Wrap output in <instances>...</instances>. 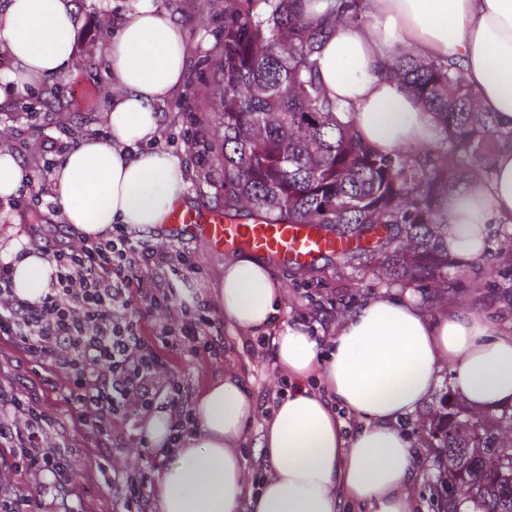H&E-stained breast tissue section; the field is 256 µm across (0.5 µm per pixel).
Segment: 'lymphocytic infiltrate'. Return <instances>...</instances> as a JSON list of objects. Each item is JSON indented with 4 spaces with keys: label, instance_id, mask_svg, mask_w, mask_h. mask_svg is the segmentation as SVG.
<instances>
[{
    "label": "lymphocytic infiltrate",
    "instance_id": "1",
    "mask_svg": "<svg viewBox=\"0 0 512 512\" xmlns=\"http://www.w3.org/2000/svg\"><path fill=\"white\" fill-rule=\"evenodd\" d=\"M53 261L49 289L37 302L15 294L12 265L0 261V338L15 341L43 370L65 373L64 403L101 435H111L113 420L155 408H176L180 422L189 421L181 386L166 391L159 383L164 368L159 350L200 343L212 355L223 352V343L208 333L209 305L195 298L175 323L147 336L142 314L130 307L129 289L141 266H166L176 273L192 269L190 258L154 250L116 224L102 239L56 251ZM52 426L43 410L21 398L0 404V437L18 436L28 470L48 471L64 481L71 461L61 443L50 442Z\"/></svg>",
    "mask_w": 512,
    "mask_h": 512
}]
</instances>
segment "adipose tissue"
<instances>
[{"label":"adipose tissue","instance_id":"adipose-tissue-1","mask_svg":"<svg viewBox=\"0 0 512 512\" xmlns=\"http://www.w3.org/2000/svg\"><path fill=\"white\" fill-rule=\"evenodd\" d=\"M367 25L330 33L317 54L328 97L346 110L357 136L381 154L430 145L434 122L389 73L399 48L423 58L460 60L480 108L512 128V0H364ZM70 0H7L0 41L12 68L0 84L25 93L35 81L64 72L74 53ZM188 49L174 22L153 0L110 39L108 69L117 85L110 134H87L54 175L66 223L96 239L113 225L159 227L187 187L180 161L147 149L158 130L156 105L184 81ZM491 181H466L445 194L449 254L460 265L483 256L489 225L512 223V148L492 156ZM26 237L7 228L0 256L12 262V286L23 299L44 296L54 271ZM224 321L245 334L275 328L279 369L290 388L265 421L260 448L269 464L252 488L242 447L258 409L232 373L195 396L192 422L175 431L167 410L147 416L140 432L167 462L157 473V512H413L410 478L423 455L404 420L430 399L451 370L456 399L485 412L512 404V335L494 332L468 309L429 318L412 295L375 296L341 319L327 351L303 325L276 328L282 287L261 255L224 262L215 285ZM359 418L345 434L338 410Z\"/></svg>","mask_w":512,"mask_h":512}]
</instances>
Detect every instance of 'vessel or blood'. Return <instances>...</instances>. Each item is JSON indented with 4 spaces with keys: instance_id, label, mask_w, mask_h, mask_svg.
I'll return each mask as SVG.
<instances>
[{
    "instance_id": "b4317fda",
    "label": "vessel or blood",
    "mask_w": 512,
    "mask_h": 512,
    "mask_svg": "<svg viewBox=\"0 0 512 512\" xmlns=\"http://www.w3.org/2000/svg\"><path fill=\"white\" fill-rule=\"evenodd\" d=\"M164 234L205 239L218 250L246 248L269 255L283 264L306 265L325 254L345 250V241L336 239L317 224H243L223 215L174 204L162 226Z\"/></svg>"
}]
</instances>
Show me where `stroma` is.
<instances>
[{"label":"stroma","mask_w":512,"mask_h":512,"mask_svg":"<svg viewBox=\"0 0 512 512\" xmlns=\"http://www.w3.org/2000/svg\"><path fill=\"white\" fill-rule=\"evenodd\" d=\"M176 23L187 47L184 83L157 105L160 132L154 149L176 157L188 174L187 198L208 211L224 209V174L219 159L223 149L220 65L224 55V0H154ZM75 17L74 59L63 73L42 78L27 95L0 99V148L15 154L22 170L17 196L0 202V233L17 225L30 246L50 250L77 246L79 232L66 224L54 200L52 182L65 146L75 144L80 133L104 138L109 134L108 101L112 78L105 62L112 34L133 12L132 0H71ZM504 228L488 227L484 255L468 268L448 272V288L437 291L423 282L394 281L382 274L377 261L364 257L327 255L301 267L271 262L270 268L284 286L281 321L302 323L320 342L334 336L340 319L369 296L411 292L430 317L461 308L474 310L493 330L512 333V257L502 255ZM142 240L154 247L189 255L193 272L186 277L171 271L141 269L140 276L153 288L177 290L170 310H155L143 322L153 334L193 296L212 299V287L224 272L227 252L202 239L164 237L145 232ZM213 331L223 336L222 358L191 355L184 350H163L167 374L196 394L208 382L231 372L247 388L257 407L272 410L277 393L287 386L275 365V350L268 334L243 336L212 309ZM64 375L45 374L28 360L14 342L0 338V384L37 403L54 420L60 440L69 444L72 473L57 485L51 474H30L18 468L12 446L0 442V501L32 497L36 512H122L112 487L101 479L99 466H113L127 474L139 469L159 471L165 459L158 451L140 445L136 421L116 422L112 438L101 441L93 428L77 422L58 393Z\"/></svg>","instance_id":"obj_1"}]
</instances>
